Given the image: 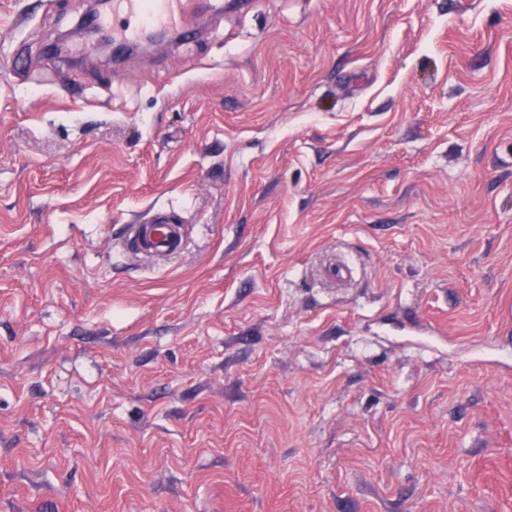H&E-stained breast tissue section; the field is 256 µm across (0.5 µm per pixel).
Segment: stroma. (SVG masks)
<instances>
[{"label":"stroma","mask_w":512,"mask_h":512,"mask_svg":"<svg viewBox=\"0 0 512 512\" xmlns=\"http://www.w3.org/2000/svg\"><path fill=\"white\" fill-rule=\"evenodd\" d=\"M87 7L0 0V512H512V0ZM211 0H113L109 10L93 21L99 35L123 44L148 30H183L203 18ZM120 19V22H117ZM171 211L158 210L152 224L129 226V247L141 255L164 257L176 253L183 246V226L173 220Z\"/></svg>","instance_id":"35a3bbf8"}]
</instances>
